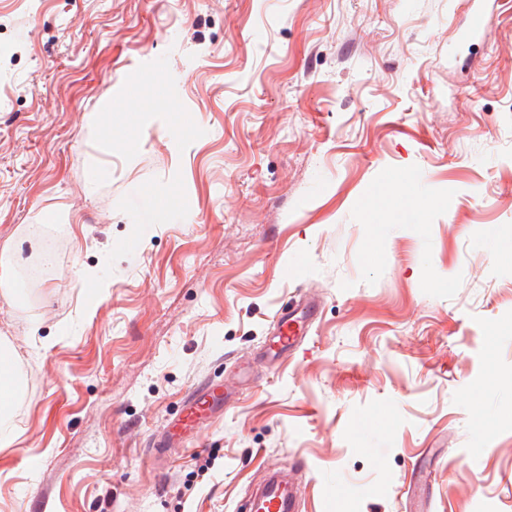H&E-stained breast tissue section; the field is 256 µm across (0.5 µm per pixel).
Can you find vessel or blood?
Instances as JSON below:
<instances>
[{"instance_id": "vessel-or-blood-1", "label": "vessel or blood", "mask_w": 512, "mask_h": 512, "mask_svg": "<svg viewBox=\"0 0 512 512\" xmlns=\"http://www.w3.org/2000/svg\"><path fill=\"white\" fill-rule=\"evenodd\" d=\"M319 312L317 301L308 290H299L296 300L283 304L276 313V334L263 354L270 366L279 364L295 354L310 332ZM221 397L220 392L202 390L188 399L187 409L177 423L179 430L194 431L207 417L210 407ZM302 495V484L296 479L285 480L280 475L266 477L257 498L249 501V512H297ZM435 500L434 484L426 466L417 463L410 471L401 512H431Z\"/></svg>"}]
</instances>
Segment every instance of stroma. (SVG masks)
I'll list each match as a JSON object with an SVG mask.
<instances>
[{
    "instance_id": "35a3bbf8",
    "label": "stroma",
    "mask_w": 512,
    "mask_h": 512,
    "mask_svg": "<svg viewBox=\"0 0 512 512\" xmlns=\"http://www.w3.org/2000/svg\"><path fill=\"white\" fill-rule=\"evenodd\" d=\"M4 244L0 512H512V0H0ZM310 289H301L295 302L283 304L276 313V335L261 359L270 367L295 354L308 338L311 324L317 319L319 305L309 295ZM8 363L6 360H2L0 362V369L6 374L10 375V390L12 393V400L16 398V395L20 392V385L17 379V375L15 369L11 374L8 373L6 366L4 364ZM0 402V439L2 442H9L13 437V429L10 423V412L9 406L12 402ZM232 394L231 386L224 383V391L221 394L214 390L197 391L188 398V405L182 419L174 425L177 430L185 433L194 431L208 416L210 407L223 395L224 400ZM431 472L422 463L413 465L409 482L403 494L405 500L400 501L403 512H429L435 500L434 484L430 478ZM302 495V481L293 477L286 483L278 474H271L263 482L257 498L249 501V512H296Z\"/></svg>"
}]
</instances>
